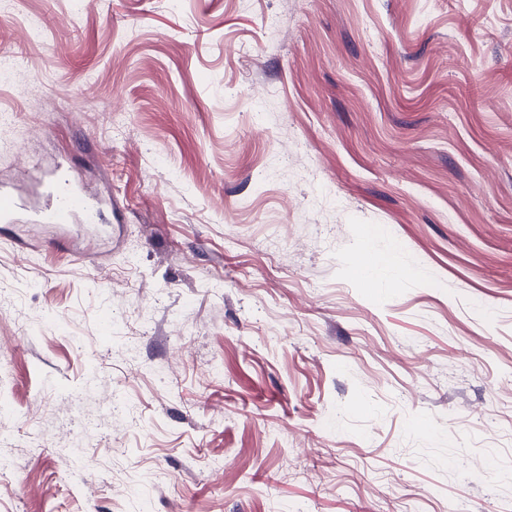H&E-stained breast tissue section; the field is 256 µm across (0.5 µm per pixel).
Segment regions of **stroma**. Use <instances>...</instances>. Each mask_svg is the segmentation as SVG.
<instances>
[{"label":"stroma","instance_id":"stroma-1","mask_svg":"<svg viewBox=\"0 0 512 512\" xmlns=\"http://www.w3.org/2000/svg\"><path fill=\"white\" fill-rule=\"evenodd\" d=\"M0 41V186L112 198L0 228V512H512V0H0ZM54 197L52 222L54 224H72L75 217L82 214L87 222L93 215L94 206L83 194L73 188L67 180L52 179L49 183Z\"/></svg>","mask_w":512,"mask_h":512}]
</instances>
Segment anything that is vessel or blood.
I'll use <instances>...</instances> for the list:
<instances>
[{
	"label": "vessel or blood",
	"mask_w": 512,
	"mask_h": 512,
	"mask_svg": "<svg viewBox=\"0 0 512 512\" xmlns=\"http://www.w3.org/2000/svg\"><path fill=\"white\" fill-rule=\"evenodd\" d=\"M50 192L54 198L53 215L44 212L24 211L12 193L0 187V222L4 224H37L53 221L56 224L73 223L76 216L91 218L94 211L93 204L83 194L73 188L68 181H50Z\"/></svg>",
	"instance_id": "b4317fda"
}]
</instances>
